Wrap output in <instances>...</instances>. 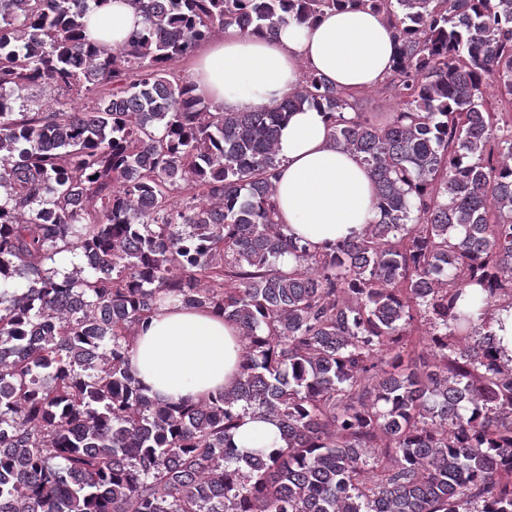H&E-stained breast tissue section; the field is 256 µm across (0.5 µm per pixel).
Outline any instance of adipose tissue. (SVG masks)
<instances>
[{
	"label": "adipose tissue",
	"instance_id": "ef3b65f1",
	"mask_svg": "<svg viewBox=\"0 0 512 512\" xmlns=\"http://www.w3.org/2000/svg\"><path fill=\"white\" fill-rule=\"evenodd\" d=\"M142 25L127 0H110L90 14L88 30L119 45ZM398 52L383 14L328 11L315 24L292 23L272 37L226 28L198 53L191 81L199 96L224 111L249 112L280 102L307 70L350 91L375 87ZM331 132L327 112L307 104L289 113L277 136V218L289 235L316 250L361 235L379 218L366 165L332 146ZM242 347L237 326L222 315L167 305L136 332L131 363L151 398L196 403L236 383Z\"/></svg>",
	"mask_w": 512,
	"mask_h": 512
}]
</instances>
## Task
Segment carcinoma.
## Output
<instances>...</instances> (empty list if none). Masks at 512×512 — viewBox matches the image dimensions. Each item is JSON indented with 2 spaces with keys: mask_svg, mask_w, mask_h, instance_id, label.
Returning a JSON list of instances; mask_svg holds the SVG:
<instances>
[{
  "mask_svg": "<svg viewBox=\"0 0 512 512\" xmlns=\"http://www.w3.org/2000/svg\"><path fill=\"white\" fill-rule=\"evenodd\" d=\"M106 3L0 0V512H512V0H128L118 47L86 35ZM366 6L402 41L385 124L314 74L226 112L172 68ZM305 104L380 213L322 251L276 221ZM172 303L239 327L232 388L144 393L132 340ZM247 413L278 448L234 446ZM496 317L501 321V324L496 325L497 334L501 338L503 350L501 355L510 358L512 357V308L498 311Z\"/></svg>",
  "mask_w": 512,
  "mask_h": 512,
  "instance_id": "obj_1",
  "label": "carcinoma"
}]
</instances>
